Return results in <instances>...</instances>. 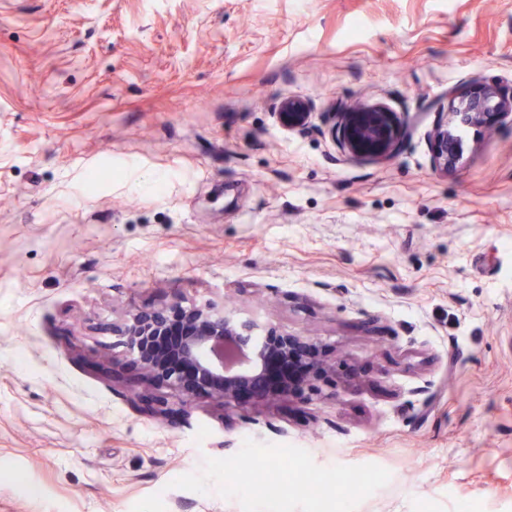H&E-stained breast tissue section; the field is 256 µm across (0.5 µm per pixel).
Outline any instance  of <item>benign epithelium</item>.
Masks as SVG:
<instances>
[{"label": "benign epithelium", "mask_w": 512, "mask_h": 512, "mask_svg": "<svg viewBox=\"0 0 512 512\" xmlns=\"http://www.w3.org/2000/svg\"><path fill=\"white\" fill-rule=\"evenodd\" d=\"M458 115L463 124L477 121L491 100L496 108L512 112V92L492 88L479 95L462 93ZM344 144L353 152L383 157L388 155L392 133L383 112H353L346 116L341 128ZM457 136L441 126L435 133L436 159L443 166L453 160ZM179 321L185 334L175 348L184 367L198 373V387L231 408L247 398L255 403L270 399L265 390L266 369L273 357L300 359L309 367L326 370L328 364L317 358L311 343L302 336L285 334L276 344L263 335L264 326L251 318L217 310L211 306L185 308L174 302L158 309H142L129 313L112 324V335L125 348L126 355L139 365L144 375L174 390L189 385L181 368L170 365L167 356L149 343L165 335L168 325Z\"/></svg>", "instance_id": "benign-epithelium-1"}]
</instances>
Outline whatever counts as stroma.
I'll return each mask as SVG.
<instances>
[{"mask_svg":"<svg viewBox=\"0 0 512 512\" xmlns=\"http://www.w3.org/2000/svg\"><path fill=\"white\" fill-rule=\"evenodd\" d=\"M459 87L512 89V0H0V512H512V114L440 169ZM176 300L334 369L225 421L116 344ZM340 133L344 144L356 153L383 157L391 148L392 133L383 112L350 113ZM457 143V136L448 131V126H440L435 133L436 159L439 164L448 168V163L453 160Z\"/></svg>","mask_w":512,"mask_h":512,"instance_id":"obj_1","label":"stroma"}]
</instances>
